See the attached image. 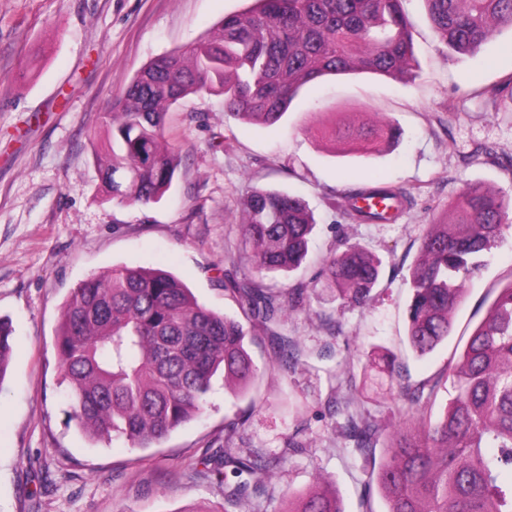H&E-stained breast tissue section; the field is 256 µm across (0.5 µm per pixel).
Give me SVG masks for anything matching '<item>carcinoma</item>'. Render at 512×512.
Segmentation results:
<instances>
[{
	"mask_svg": "<svg viewBox=\"0 0 512 512\" xmlns=\"http://www.w3.org/2000/svg\"><path fill=\"white\" fill-rule=\"evenodd\" d=\"M401 0H255L226 16L194 43L144 65L112 102L107 160L100 173L112 199L147 206L170 189L180 159L165 142L172 106L189 95L224 96L225 109L247 124L277 123L306 84L326 75L369 72L413 78L419 62ZM438 39L460 55L477 52L495 32L512 30V0H426ZM340 139L378 147L399 142L391 121ZM401 186L378 182L342 193L344 213L358 222H390L412 206ZM457 219L433 224L422 238L410 277L408 342L420 356L448 339L465 282L479 276L485 256L512 219V202L468 188L454 204ZM315 221L305 201L282 191L251 190L242 236L245 260L257 272H292L308 253ZM381 260L357 245L325 260L323 287L340 308H368ZM307 284L287 289L244 288L252 318L266 325L306 305ZM244 324L200 304L172 274L118 266L87 278L63 308L57 351L69 389L72 420L97 440L123 438L147 448L200 414L213 379L245 385L258 371ZM13 336L0 319V384L9 369ZM282 366L299 362L290 337L277 344ZM450 382L448 402L434 413L437 392ZM428 394H423V390ZM392 400L406 417L390 439L385 460L363 482L362 507L377 485L386 512H512V282L498 290L467 337L457 360L430 381L398 385ZM354 451L370 455L376 430L346 413ZM215 472L246 474L224 488V512L265 494L269 464L244 460L224 448L212 456ZM283 512H343L334 496L288 499Z\"/></svg>",
	"mask_w": 512,
	"mask_h": 512,
	"instance_id": "carcinoma-1",
	"label": "carcinoma"
}]
</instances>
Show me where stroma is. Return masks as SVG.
<instances>
[{
  "label": "stroma",
  "instance_id": "1",
  "mask_svg": "<svg viewBox=\"0 0 512 512\" xmlns=\"http://www.w3.org/2000/svg\"><path fill=\"white\" fill-rule=\"evenodd\" d=\"M251 0H0V317L13 328L10 372L0 385V512H194L224 510V486L205 461L224 443L275 462L259 512H281L285 495L330 480L346 512H362V482L380 463L352 453L345 408L391 436V392L434 378L481 319L494 290L512 281V226L469 286L453 333L432 354L408 347V278L428 225L447 220L468 186L512 197V98L471 95L512 76V32L472 55L441 43L423 0H402L420 69L406 82L367 72L308 83L271 126L244 124L218 95L170 109L165 139L180 154L172 188L158 203L119 204L104 192L95 157L110 128L109 106L151 59L200 38ZM390 120L397 146L349 153L335 126ZM389 182L415 204L390 224L350 221L346 188ZM306 201L316 225L293 273H253L239 218L252 188ZM382 262L370 307L340 309L317 282L338 240ZM170 271L198 301L236 318L227 283L284 289L309 284L304 312L275 325L249 322L259 368L246 394L216 379L201 416L149 448L122 439L90 443L70 419L55 342L62 306L82 280L116 266ZM297 340L301 361L281 370L277 337ZM334 355L318 358L323 345ZM395 356L386 372L382 357ZM355 390L338 386L337 368ZM242 418L233 437L225 424ZM298 452H288L290 441Z\"/></svg>",
  "mask_w": 512,
  "mask_h": 512
}]
</instances>
